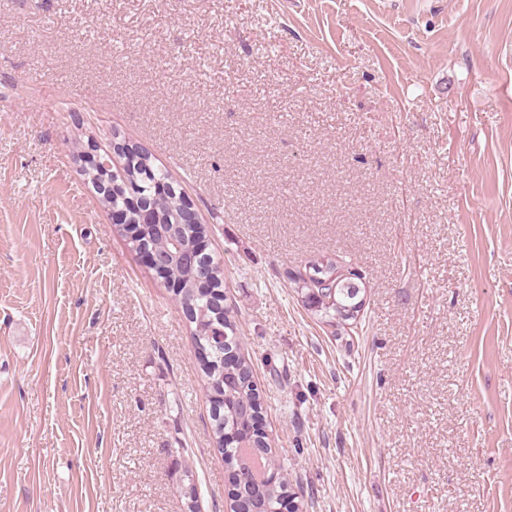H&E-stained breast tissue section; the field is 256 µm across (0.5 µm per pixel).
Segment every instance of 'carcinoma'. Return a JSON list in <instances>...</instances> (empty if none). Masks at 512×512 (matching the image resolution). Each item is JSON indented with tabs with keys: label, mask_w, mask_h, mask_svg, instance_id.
I'll use <instances>...</instances> for the list:
<instances>
[{
	"label": "carcinoma",
	"mask_w": 512,
	"mask_h": 512,
	"mask_svg": "<svg viewBox=\"0 0 512 512\" xmlns=\"http://www.w3.org/2000/svg\"><path fill=\"white\" fill-rule=\"evenodd\" d=\"M112 195L102 205L123 209L140 201L154 210L159 223L168 226V234H161L152 225L135 230L123 228L129 246L135 253L143 249L174 250L173 242L184 249L196 247L207 236L204 224L180 223L183 197L170 181L168 173L157 167L152 157L122 158L121 167L111 170ZM312 273H334L342 268L351 269L343 259L328 258L309 261ZM211 287L198 286L197 267L174 260L160 275L179 303L186 320L192 327L205 396L214 409L212 430L220 453L229 468L230 479L244 464L238 441L249 440L258 448L266 467L273 475L261 500L255 503L256 512H280L285 498L290 496L288 472L272 452L266 437L253 434V423L240 408L247 404L262 411L261 395L252 380L251 362L240 354L241 339L234 310L224 304V268L214 258H208ZM295 292L301 295L304 307L321 322L340 331L342 311L357 308L362 300L361 290L353 278H344L336 288H320L314 279L293 278Z\"/></svg>",
	"instance_id": "obj_1"
}]
</instances>
